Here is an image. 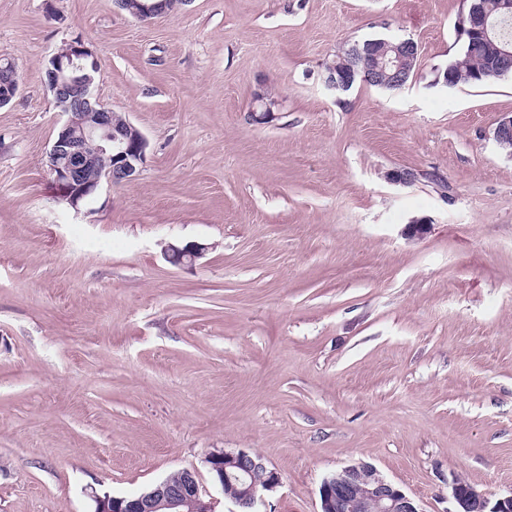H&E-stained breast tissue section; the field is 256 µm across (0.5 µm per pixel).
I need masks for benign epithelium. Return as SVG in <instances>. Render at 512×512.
<instances>
[{
  "instance_id": "benign-epithelium-1",
  "label": "benign epithelium",
  "mask_w": 512,
  "mask_h": 512,
  "mask_svg": "<svg viewBox=\"0 0 512 512\" xmlns=\"http://www.w3.org/2000/svg\"><path fill=\"white\" fill-rule=\"evenodd\" d=\"M117 7H128L129 15L151 22L167 15L165 0H137L129 7L115 0ZM470 26L464 47L472 51L483 46L488 58L502 66L512 60V46L492 34V22L477 5L470 6ZM350 61L328 69L326 84L331 89H346L354 82L367 85H406L411 68L417 63L418 44L408 38L381 40L372 62L358 66V51L346 50ZM101 61L81 39L64 43L45 64L47 86L65 120L59 127L50 151L47 168L57 188L59 202L76 209L104 184H119L132 179L145 162L148 140L125 117L113 114L94 94ZM19 90L18 69L12 61L0 58V108L9 106ZM256 102L262 112L255 119L267 122L273 116L277 99L260 94ZM493 140L512 156V116L501 119L493 130ZM205 247L189 244L167 245L166 259L175 266L199 258ZM206 463L213 482L224 488L239 487L229 497L237 512H254L258 492L280 484L279 473L263 458L246 450L211 454ZM453 512H512V495L495 500L469 485L453 483ZM320 512H422L417 502L399 486L387 480L367 462L347 465L325 478L319 489ZM94 512H215L216 501L200 488L196 475L181 472L177 482L164 479L148 491L132 498L95 495Z\"/></svg>"
}]
</instances>
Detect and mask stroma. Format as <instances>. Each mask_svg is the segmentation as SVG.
<instances>
[{"label":"stroma","mask_w":512,"mask_h":512,"mask_svg":"<svg viewBox=\"0 0 512 512\" xmlns=\"http://www.w3.org/2000/svg\"><path fill=\"white\" fill-rule=\"evenodd\" d=\"M460 0H0V512H93L206 457L261 455L257 512H319L355 461L450 512L512 494V78L448 86ZM419 45L389 91L325 83L366 39ZM149 141L139 174L59 203L48 58ZM279 101L266 124L255 94ZM414 170V183L390 181ZM206 245L174 266L168 244ZM114 2L120 11L121 7H126L129 15L141 22H152L154 19L167 15L164 4L165 0L135 1V7L127 5L124 0H115ZM19 90L18 69L12 61L0 58V108L9 106ZM452 498L455 510L450 512H511L512 494L495 500L479 493L470 485L458 480L452 486Z\"/></svg>","instance_id":"35a3bbf8"}]
</instances>
